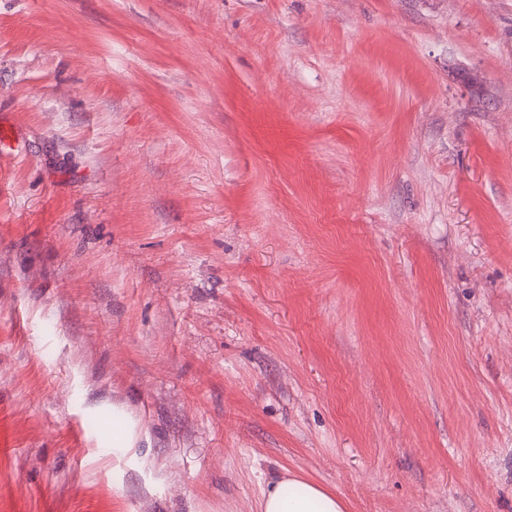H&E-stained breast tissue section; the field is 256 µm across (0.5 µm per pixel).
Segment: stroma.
<instances>
[{
  "mask_svg": "<svg viewBox=\"0 0 512 512\" xmlns=\"http://www.w3.org/2000/svg\"><path fill=\"white\" fill-rule=\"evenodd\" d=\"M1 125L0 512H512V0H0ZM285 484L292 486L294 494L283 493ZM259 508L260 512H344L343 503L336 495L321 485L295 477L273 484L263 494Z\"/></svg>",
  "mask_w": 512,
  "mask_h": 512,
  "instance_id": "1",
  "label": "stroma"
}]
</instances>
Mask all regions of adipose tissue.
<instances>
[{
	"label": "adipose tissue",
	"mask_w": 512,
	"mask_h": 512,
	"mask_svg": "<svg viewBox=\"0 0 512 512\" xmlns=\"http://www.w3.org/2000/svg\"><path fill=\"white\" fill-rule=\"evenodd\" d=\"M292 486V494H285L283 486ZM260 512H344V506L336 495L321 485L297 478H289L287 484H273L262 496Z\"/></svg>",
	"instance_id": "ef3b65f1"
}]
</instances>
